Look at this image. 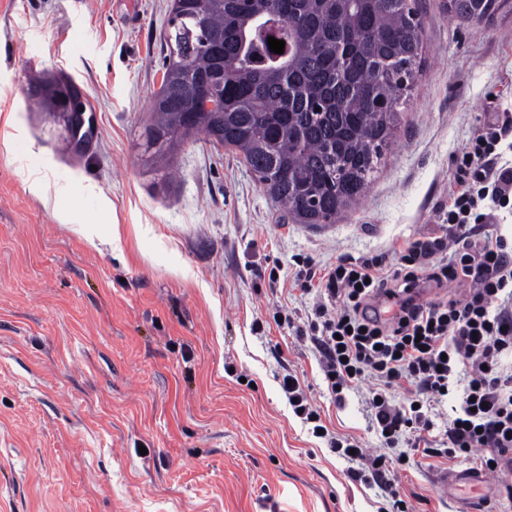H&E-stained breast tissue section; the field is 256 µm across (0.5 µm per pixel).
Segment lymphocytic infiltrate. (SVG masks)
<instances>
[{
  "label": "lymphocytic infiltrate",
  "instance_id": "1",
  "mask_svg": "<svg viewBox=\"0 0 512 512\" xmlns=\"http://www.w3.org/2000/svg\"><path fill=\"white\" fill-rule=\"evenodd\" d=\"M498 119L462 149L455 190L438 235L407 243L395 266L383 255L304 263L301 287L316 302L308 324L336 403L361 394L378 450L330 436V450L349 462L351 480L380 488L391 512H405L388 475L401 441L422 457L470 459L512 474V238L496 232L512 208V162L501 159ZM459 283L463 293L420 302L421 282ZM397 300L391 319L371 314L373 301ZM447 406L438 447L426 444L431 418Z\"/></svg>",
  "mask_w": 512,
  "mask_h": 512
}]
</instances>
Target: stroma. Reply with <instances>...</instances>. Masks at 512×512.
Listing matches in <instances>:
<instances>
[{"label":"stroma","instance_id":"35a3bbf8","mask_svg":"<svg viewBox=\"0 0 512 512\" xmlns=\"http://www.w3.org/2000/svg\"><path fill=\"white\" fill-rule=\"evenodd\" d=\"M169 9L0 0V512H389L289 406L291 373L330 432L377 444L359 397L336 405L310 337L274 315L306 323L302 261L437 233L455 157L489 115L512 117V0L466 22L417 0L422 61L395 141L329 225L283 219L205 135L178 149L177 179L149 165ZM45 74L84 85L88 145L72 147L64 114L28 111ZM396 479L410 512H512L507 477L475 460L400 464Z\"/></svg>","mask_w":512,"mask_h":512}]
</instances>
